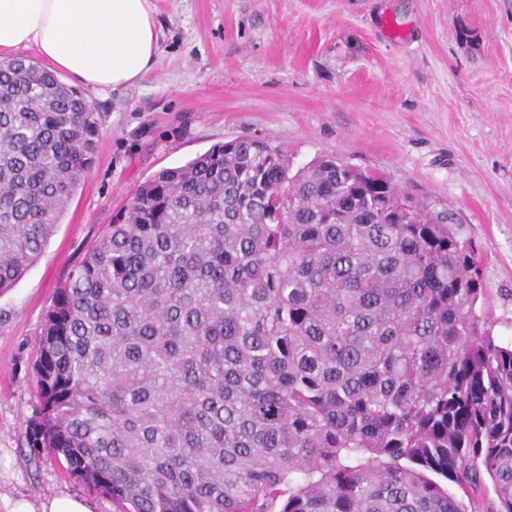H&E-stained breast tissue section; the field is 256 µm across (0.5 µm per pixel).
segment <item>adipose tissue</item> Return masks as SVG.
I'll return each instance as SVG.
<instances>
[{"label": "adipose tissue", "mask_w": 512, "mask_h": 512, "mask_svg": "<svg viewBox=\"0 0 512 512\" xmlns=\"http://www.w3.org/2000/svg\"><path fill=\"white\" fill-rule=\"evenodd\" d=\"M156 45L149 0H0V53L34 48L95 90L145 77Z\"/></svg>", "instance_id": "obj_1"}]
</instances>
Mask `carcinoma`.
<instances>
[{"label": "carcinoma", "mask_w": 512, "mask_h": 512, "mask_svg": "<svg viewBox=\"0 0 512 512\" xmlns=\"http://www.w3.org/2000/svg\"><path fill=\"white\" fill-rule=\"evenodd\" d=\"M99 146L83 93L0 60V294ZM453 212L238 137L141 184L70 269L34 365L35 454L118 512H512V347Z\"/></svg>", "instance_id": "carcinoma-1"}]
</instances>
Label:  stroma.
<instances>
[{
    "instance_id": "stroma-1",
    "label": "stroma",
    "mask_w": 512,
    "mask_h": 512,
    "mask_svg": "<svg viewBox=\"0 0 512 512\" xmlns=\"http://www.w3.org/2000/svg\"><path fill=\"white\" fill-rule=\"evenodd\" d=\"M156 64L87 90L99 148L42 254L0 294V512L6 500L110 497L33 455V366L69 269L157 172L257 137L321 154L452 209L482 262L477 309L512 343V0H149Z\"/></svg>"
}]
</instances>
